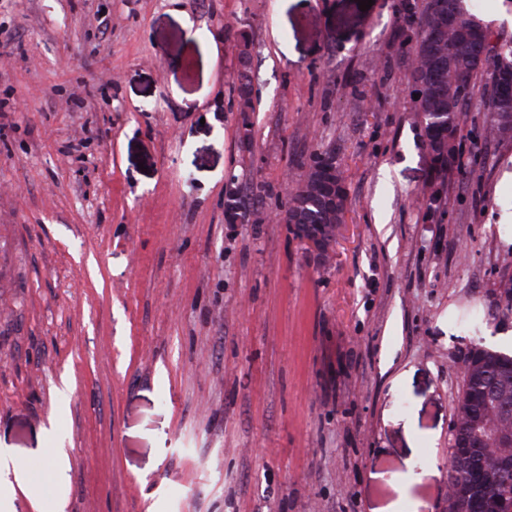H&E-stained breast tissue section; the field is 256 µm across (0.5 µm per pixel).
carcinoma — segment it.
<instances>
[{"label":"carcinoma","mask_w":512,"mask_h":512,"mask_svg":"<svg viewBox=\"0 0 512 512\" xmlns=\"http://www.w3.org/2000/svg\"><path fill=\"white\" fill-rule=\"evenodd\" d=\"M464 0H426L419 17L402 15V36L400 52L411 61V94L414 100L417 121L424 136L431 140L442 139L444 148L433 150L432 166L442 176L458 165L463 154L459 139L463 112L468 107L476 89L478 76L489 72L493 66L501 72L512 74V50L495 52L483 64L473 58L466 45L472 38L480 37L489 41L487 29L463 5ZM458 16L462 26H447L448 17ZM445 27L440 38L433 41L430 34L439 27ZM483 109L488 112L484 137L497 141L512 138V96L491 89L483 97ZM336 203L325 198L306 197L299 207L303 217L301 224H343L346 214V177L341 167H336ZM484 367L477 373L466 372L455 408L456 433L454 441H464L468 447L448 452V471L468 464L475 470L487 447L488 435L474 428L470 413L477 411L485 397H494L500 379L506 375L512 378V356L508 353L483 347ZM488 488L475 476L459 485L455 500L449 512H483Z\"/></svg>","instance_id":"obj_1"}]
</instances>
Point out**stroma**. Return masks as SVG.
I'll return each mask as SVG.
<instances>
[{"label":"stroma","mask_w":512,"mask_h":512,"mask_svg":"<svg viewBox=\"0 0 512 512\" xmlns=\"http://www.w3.org/2000/svg\"><path fill=\"white\" fill-rule=\"evenodd\" d=\"M399 10L0 0V445L64 512H448L469 351L512 349V139L469 109L436 180ZM324 153L325 255L284 219ZM336 186L333 185V180H327L323 175L321 180V191L328 198H332L334 203L325 202V196L319 197H305L302 201L300 211L303 212V217L298 221L300 224H293L305 228L306 232L311 235L312 226L303 224H345L346 214V177L341 167L336 163ZM336 189V196L334 197Z\"/></svg>","instance_id":"obj_1"}]
</instances>
